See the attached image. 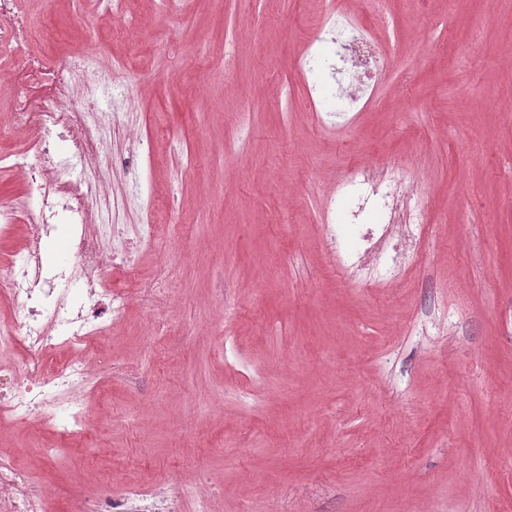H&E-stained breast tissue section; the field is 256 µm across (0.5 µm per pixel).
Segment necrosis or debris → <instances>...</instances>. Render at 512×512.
<instances>
[{
  "label": "necrosis or debris",
  "mask_w": 512,
  "mask_h": 512,
  "mask_svg": "<svg viewBox=\"0 0 512 512\" xmlns=\"http://www.w3.org/2000/svg\"><path fill=\"white\" fill-rule=\"evenodd\" d=\"M0 0V47L12 54L11 78L24 90L11 109L17 127L28 129L22 148L7 161L15 178L25 186L23 205L0 204V236L25 227L23 247L0 258V350L22 349L26 355L23 375L10 381L8 393L0 394V412L21 423L51 425L65 437L84 432V393L89 367L85 354L109 335L136 295L135 288L112 285L111 268L127 264L132 250L118 226L99 223L91 206L104 193L91 180H76L57 152V142L84 167H94L103 150L97 128L88 121L87 107L77 105L71 94L76 74L69 57L37 58L30 54V28L11 6ZM313 42L332 43L331 57L307 55L299 64L306 73L329 69L348 78L347 93L339 95L337 109L350 111L367 80L388 67L386 55L372 48L365 25L338 8H331L312 35ZM378 178L355 170L337 184L327 213H335L340 201H348L352 217H359L374 195ZM69 227L73 262L61 278L46 259L48 241L58 225ZM111 251H104V242ZM49 493L31 489L25 474L13 460L0 456V512H50ZM70 512H179L177 499L161 491L126 487L120 503L111 495L74 499Z\"/></svg>",
  "instance_id": "necrosis-or-debris-1"
}]
</instances>
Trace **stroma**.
Wrapping results in <instances>:
<instances>
[{
  "label": "stroma",
  "mask_w": 512,
  "mask_h": 512,
  "mask_svg": "<svg viewBox=\"0 0 512 512\" xmlns=\"http://www.w3.org/2000/svg\"><path fill=\"white\" fill-rule=\"evenodd\" d=\"M341 6L394 67L339 117L328 77L296 71L325 0H125L128 42L98 0H17L30 52L133 72L126 96L73 81L114 125L95 168L68 165L109 186L102 223L156 225L88 355L87 434L0 423L55 512L103 471L116 494L167 482L182 512H512V0ZM127 128L151 149L123 171ZM383 167L426 228L384 288L323 234L332 184Z\"/></svg>",
  "instance_id": "1"
}]
</instances>
